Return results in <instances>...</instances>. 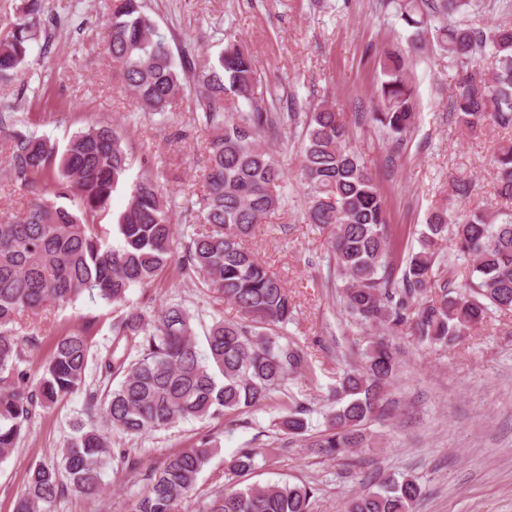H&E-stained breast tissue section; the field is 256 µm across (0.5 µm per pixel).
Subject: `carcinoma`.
<instances>
[{"label":"carcinoma","mask_w":512,"mask_h":512,"mask_svg":"<svg viewBox=\"0 0 512 512\" xmlns=\"http://www.w3.org/2000/svg\"><path fill=\"white\" fill-rule=\"evenodd\" d=\"M478 2L388 0L410 31L409 50L388 49L380 57L370 121L398 139L411 130L416 96L408 53L430 44L456 69L454 122L466 130L485 124L512 129V25L467 24L465 17ZM42 15L41 0H24L0 36V87L12 86L35 65L51 74L47 44L34 50ZM104 43L113 73L140 111H169L182 78L143 0H114ZM486 52L494 67L483 73L475 60ZM193 76L200 88V118L212 134L204 146V194L185 204L148 172L128 182L133 156L119 126L83 128L59 152L0 112V170L30 194L21 213L0 216L1 460L17 447L37 407L84 389L90 354L85 332L67 334L54 344L37 381H29L18 370L22 354L12 335L19 315L85 293L107 304L127 303L130 289L150 285L172 262L179 222L200 225L181 269L202 276L206 287L239 312L236 321L212 322L203 351L197 348L195 315L179 302L152 316L133 307L113 320L112 350L98 357V365L101 373L120 380L102 399L87 396V422L76 426L56 465L29 472L15 512H50L69 486L89 497L100 495L111 429L139 436L188 418L245 412L309 367L304 348L284 335L294 315L288 292L247 247L256 226L284 202L285 172L261 136L299 113L270 112L259 104L254 60L230 34L224 50L204 58ZM303 123L298 164L307 189L305 216L330 232L343 308L353 322L389 332L405 329L420 344L450 347L487 323L490 313L512 312V141L501 144L494 158L501 207L451 219L448 205L437 204L417 246L400 252L390 236L386 201L334 106L318 104ZM125 185L127 204L112 224L119 239L114 246L102 221L112 194ZM445 241L471 261L460 285L454 263L444 260ZM436 269L446 278L436 279ZM398 365L388 339L372 343L360 362L343 372L325 413L326 428L310 447L334 459L364 447L363 430L385 409V389ZM307 414L301 402L285 401L276 426L302 436ZM257 455L254 448L241 449L228 462L229 473H249ZM209 456L204 444L168 455L131 512H177ZM316 492L305 482L243 488L231 482L205 512H312ZM422 495L415 476L389 477L377 489L355 495L347 512H413Z\"/></svg>","instance_id":"1"}]
</instances>
